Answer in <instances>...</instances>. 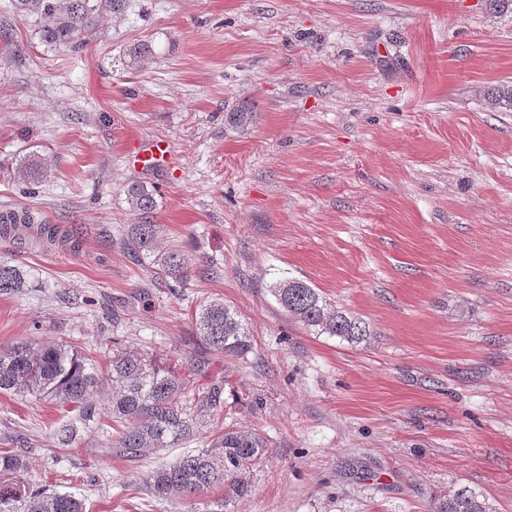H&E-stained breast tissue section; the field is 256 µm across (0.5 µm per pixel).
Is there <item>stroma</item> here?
I'll return each mask as SVG.
<instances>
[{"instance_id": "1", "label": "stroma", "mask_w": 512, "mask_h": 512, "mask_svg": "<svg viewBox=\"0 0 512 512\" xmlns=\"http://www.w3.org/2000/svg\"><path fill=\"white\" fill-rule=\"evenodd\" d=\"M0 0V237L25 284L0 294V347L64 340L106 365L113 347L179 367L200 352L203 302L251 331L225 375L224 423L270 451L231 512H429L458 486L512 512V112L484 101L512 81V8L491 0H126L78 53L42 44ZM149 41L153 56L130 64ZM252 104L247 131L225 115ZM163 138L174 169L128 145ZM49 158L28 188L31 153ZM156 186L177 284L120 245L137 215L123 188ZM296 278L370 334L351 343L295 323L270 286ZM53 405L0 396V448L24 437L31 482L87 512H202L154 499L148 471L83 426L55 447Z\"/></svg>"}]
</instances>
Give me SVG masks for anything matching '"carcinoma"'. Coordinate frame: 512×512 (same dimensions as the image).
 <instances>
[{
    "instance_id": "1",
    "label": "carcinoma",
    "mask_w": 512,
    "mask_h": 512,
    "mask_svg": "<svg viewBox=\"0 0 512 512\" xmlns=\"http://www.w3.org/2000/svg\"><path fill=\"white\" fill-rule=\"evenodd\" d=\"M20 16L39 22L40 41L55 50L78 53L90 43L102 14L124 9L123 0H11ZM496 112H512V87L502 85L486 93ZM256 113L246 107L227 113V124L244 131ZM26 181L36 185L47 175V162L37 153L22 162ZM127 200L138 215L122 239L134 257L148 258L161 277L186 279L189 260L177 247L158 249L160 225L156 189L139 181L127 184ZM24 284L19 267L0 257V293ZM270 292L296 322L318 335L338 336L360 343L370 335L366 323L336 309L308 283L284 279ZM196 336L204 348L230 357H245L252 348L250 331L233 306L210 300L195 312ZM227 380L209 373V358L189 360L187 371L177 372L146 353L112 350L109 365L100 369L89 352L65 342L26 341L0 347V395L31 397L51 402L70 415L55 427L52 438L61 448L77 439L79 426L98 422L108 428V451L127 461H138L167 448L183 452L171 463L149 472L147 488L156 500L176 494L204 498V512H229V504L251 491L254 467L268 453L266 438L244 428H216L203 447L191 448L200 429L224 411ZM109 391L107 420H100L97 397ZM17 447L0 450V512H86L84 501L71 492H49L27 479L28 463ZM430 512H492L485 499L460 486L430 505Z\"/></svg>"
}]
</instances>
